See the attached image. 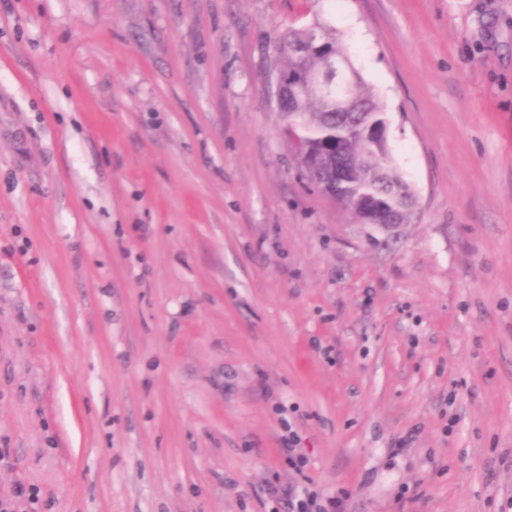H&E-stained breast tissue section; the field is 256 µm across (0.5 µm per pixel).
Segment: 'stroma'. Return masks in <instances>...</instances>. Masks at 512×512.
Returning <instances> with one entry per match:
<instances>
[{"instance_id":"1","label":"stroma","mask_w":512,"mask_h":512,"mask_svg":"<svg viewBox=\"0 0 512 512\" xmlns=\"http://www.w3.org/2000/svg\"><path fill=\"white\" fill-rule=\"evenodd\" d=\"M317 20L386 111L394 235L301 178L267 97L270 38ZM19 483L16 512H512V0H0ZM282 497L288 512H336V498H323L317 493H309L297 498L291 488L282 489Z\"/></svg>"}]
</instances>
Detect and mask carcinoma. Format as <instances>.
<instances>
[{
  "mask_svg": "<svg viewBox=\"0 0 512 512\" xmlns=\"http://www.w3.org/2000/svg\"><path fill=\"white\" fill-rule=\"evenodd\" d=\"M274 68L285 78L282 88L285 133L295 153L310 164L313 185L334 198L341 195L356 217L360 205L373 198L384 214L414 212L405 207L407 183L393 167L388 146L367 141L362 130L386 122L384 109L362 89V78L350 60L336 29L320 21L289 27L271 45ZM338 65L347 79V93L320 81ZM344 168L342 179L336 170Z\"/></svg>",
  "mask_w": 512,
  "mask_h": 512,
  "instance_id": "obj_1",
  "label": "carcinoma"
}]
</instances>
